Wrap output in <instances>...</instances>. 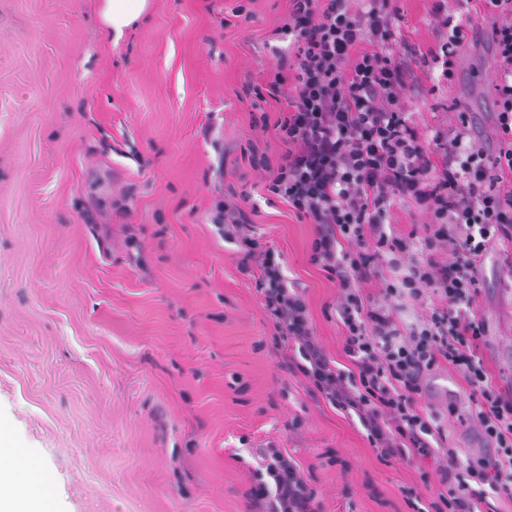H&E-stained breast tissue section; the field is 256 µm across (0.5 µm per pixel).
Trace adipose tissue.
I'll return each instance as SVG.
<instances>
[{
	"label": "adipose tissue",
	"instance_id": "adipose-tissue-1",
	"mask_svg": "<svg viewBox=\"0 0 512 512\" xmlns=\"http://www.w3.org/2000/svg\"><path fill=\"white\" fill-rule=\"evenodd\" d=\"M147 0H104L102 21L108 36L121 37L125 28L145 11ZM14 448H0V512H51L46 490L53 481L49 471L33 468L27 486L14 478Z\"/></svg>",
	"mask_w": 512,
	"mask_h": 512
}]
</instances>
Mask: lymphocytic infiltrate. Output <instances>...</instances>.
<instances>
[{
  "label": "lymphocytic infiltrate",
  "mask_w": 512,
  "mask_h": 512,
  "mask_svg": "<svg viewBox=\"0 0 512 512\" xmlns=\"http://www.w3.org/2000/svg\"><path fill=\"white\" fill-rule=\"evenodd\" d=\"M287 2L288 47L273 48L266 75L245 81L237 96L281 147L275 155L251 147L250 164L265 171L266 195L313 229L309 261L336 288L343 359L324 349L302 291L242 197L218 201L212 222L255 279L283 367L359 423L381 464L431 463L420 475L434 486L431 498L410 485L401 490L411 512H491L488 492L512 499V388L494 380L484 359L476 303L489 242L508 245L512 266V0H456L457 20L449 0H430L428 14L448 37L425 50L400 39L397 0ZM477 17L493 30L498 72L503 145L493 156L467 114L447 131L412 120L423 92L417 68L452 81L457 49L477 32ZM401 206L426 212L429 223L394 231ZM446 243L455 247L450 261L438 256ZM405 256L412 263L403 274ZM406 303L422 311L411 324L400 318ZM440 368L471 391L490 456L461 459L438 415L423 407L426 381ZM254 454L243 493L248 512H320L315 489L288 456L273 447Z\"/></svg>",
  "instance_id": "lymphocytic-infiltrate-1"
}]
</instances>
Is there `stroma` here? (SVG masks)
Returning a JSON list of instances; mask_svg holds the SVG:
<instances>
[{
  "label": "stroma",
  "mask_w": 512,
  "mask_h": 512,
  "mask_svg": "<svg viewBox=\"0 0 512 512\" xmlns=\"http://www.w3.org/2000/svg\"><path fill=\"white\" fill-rule=\"evenodd\" d=\"M149 0L118 42L101 0H0V444L49 469L61 512H245L252 448L292 457L323 512H408L425 463L382 465L340 413L284 369L253 277L208 212L251 192L254 221L304 289L320 342L342 358L336 290L308 261L312 235L243 158L265 144L236 92L271 62L287 0ZM401 34H440L406 0ZM497 72L465 40L448 87L414 120L468 113L501 146ZM479 313L485 352L512 383V270L489 244ZM462 457L487 444L468 390L432 375L423 396Z\"/></svg>",
  "instance_id": "35a3bbf8"
}]
</instances>
